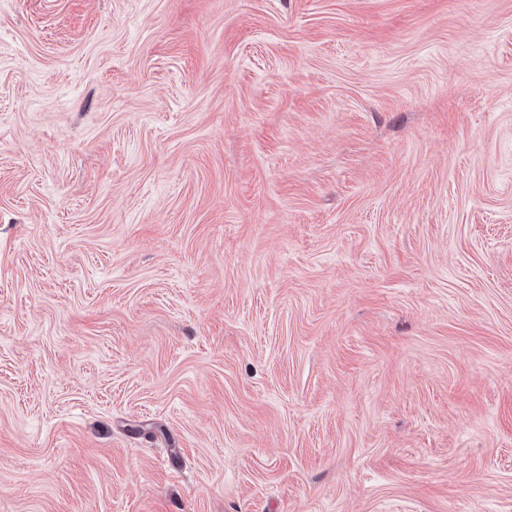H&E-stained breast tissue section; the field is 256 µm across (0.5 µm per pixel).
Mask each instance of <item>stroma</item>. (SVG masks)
<instances>
[{"label":"stroma","mask_w":512,"mask_h":512,"mask_svg":"<svg viewBox=\"0 0 512 512\" xmlns=\"http://www.w3.org/2000/svg\"><path fill=\"white\" fill-rule=\"evenodd\" d=\"M0 512H512V0H0Z\"/></svg>","instance_id":"obj_1"}]
</instances>
